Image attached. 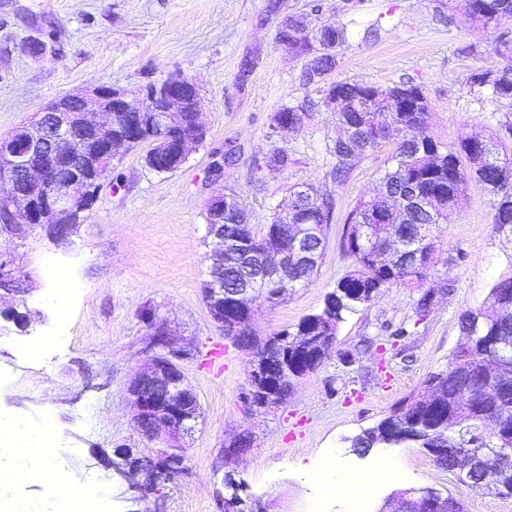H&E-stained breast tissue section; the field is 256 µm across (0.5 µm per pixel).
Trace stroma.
I'll use <instances>...</instances> for the list:
<instances>
[{
  "label": "stroma",
  "mask_w": 512,
  "mask_h": 512,
  "mask_svg": "<svg viewBox=\"0 0 512 512\" xmlns=\"http://www.w3.org/2000/svg\"><path fill=\"white\" fill-rule=\"evenodd\" d=\"M0 0V135L56 98L97 85L137 90L181 72L200 89L203 143L181 168L147 167L146 145L114 163L118 188L104 187L66 245L39 228L0 238V252L29 272L25 295L0 301V412L53 434L55 455L75 477H93L107 512H224V476L242 482L268 512H354L353 494L327 490L318 472L328 450L344 471L398 463L389 481L364 492V512H379L394 490L432 487L457 498L464 512H512V496L473 489L436 466L411 443L356 455L350 440L375 426L421 391L427 377L448 366L462 313L476 310L495 282L512 274V233L496 230L489 197L469 187L452 223L437 226V252L427 277L408 287L384 288L345 312L336 343L314 371L294 382L283 403L246 413L249 354L212 322L202 295L210 244L205 212L211 194H234L254 231L286 208L293 186L311 184L333 201L329 241L308 286L274 307L256 301L255 328L265 337L293 328L322 310L352 263L341 248L348 213L375 194L391 143L363 152L345 182H334L330 149L336 120L303 75L306 60L276 39L293 15L310 26L344 22L348 41L336 50L325 83L420 86L429 131L444 145L468 136L503 137L512 100L470 91L465 79L505 62L494 47L512 21L477 28L453 12L449 0ZM255 66L239 81L240 64ZM305 107L300 128L275 131L282 106ZM237 157L211 183L216 151ZM287 152V170L260 164L273 150ZM66 276L69 294L58 303L49 269ZM433 300L423 314L424 293ZM160 321L190 350L180 367L195 390L200 418L185 437V471L129 502L128 483L112 470L124 454L154 459L157 442L135 427L128 404L131 378L154 355L142 319ZM406 329L413 347L400 353L392 334ZM35 345L37 355L19 350ZM224 347L223 373L203 364ZM249 448L225 457L238 435Z\"/></svg>",
  "instance_id": "obj_1"
}]
</instances>
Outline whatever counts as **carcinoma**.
Here are the masks:
<instances>
[{"label": "carcinoma", "instance_id": "obj_1", "mask_svg": "<svg viewBox=\"0 0 512 512\" xmlns=\"http://www.w3.org/2000/svg\"><path fill=\"white\" fill-rule=\"evenodd\" d=\"M459 9L474 24L481 27L499 26L512 19V0H458ZM288 26L294 31L288 51L308 58V82L318 85L324 75L336 65L332 51L348 40V27L342 23H327L317 31L307 30L304 18L291 16ZM469 89L487 88L497 99H512V66L498 71L471 73L465 81ZM324 104L336 115V122L354 127L355 137L348 141L335 140L331 153L335 158L333 179L344 182L353 168L356 152L374 149L387 140L385 129L394 125L393 152L382 177L380 194L359 201L344 225L342 246L352 259L355 270L342 277L336 289L327 296L322 311L304 317L293 330L284 329L266 337L261 353L274 348L287 336L306 337L300 349H288V372L276 379L274 393L288 394L291 378L321 364L315 356L319 337L334 336L342 313L369 303L382 288L404 286L425 277L434 259L435 238L431 227L448 223L461 197L470 185L490 197L492 224L496 229L512 230V150L503 149L494 138L471 145L462 139L458 147L443 146L429 132V106L422 91L414 85L382 88L368 83L334 82L318 89ZM309 118L306 109L285 106L272 116V124L304 123ZM289 156L276 150L265 157L263 167L270 171L288 168ZM309 193L291 202L288 217L276 213L264 225L267 237L253 247L224 248V287L238 296L248 288H256L271 304L280 303L288 290L305 287L312 282L314 266L292 260L288 248L291 225L308 224L314 233L309 240L318 257H323L332 205L314 186ZM206 223L219 222L226 226L250 223L245 211L216 212L206 210ZM397 226V250L386 254L379 236L383 226ZM275 251L288 263V283L251 278L244 270L255 265L264 251ZM224 336H257L254 310L243 300L234 310L224 314ZM459 349L472 355L489 350L493 341L512 336V276L499 279L487 299L476 311L460 317ZM483 379L474 371L466 377L448 363V369L434 373L425 381V389L434 397L427 400L417 394L394 409L376 428L381 433L396 429L421 432L423 444L434 446L453 441L456 427H472L487 416L495 401L512 403V382L500 383L493 394L485 395ZM474 395L468 410L459 409L455 396L463 389Z\"/></svg>", "mask_w": 512, "mask_h": 512}]
</instances>
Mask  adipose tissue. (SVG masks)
<instances>
[{
	"instance_id": "adipose-tissue-1",
	"label": "adipose tissue",
	"mask_w": 512,
	"mask_h": 512,
	"mask_svg": "<svg viewBox=\"0 0 512 512\" xmlns=\"http://www.w3.org/2000/svg\"><path fill=\"white\" fill-rule=\"evenodd\" d=\"M47 445L46 432L0 412V499L15 501L16 512H50L48 507L16 498L20 486L37 481L67 503L69 512H82L86 500L97 493L94 480L73 478L57 468Z\"/></svg>"
}]
</instances>
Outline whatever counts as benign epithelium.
Masks as SVG:
<instances>
[{"label":"benign epithelium","instance_id":"obj_1","mask_svg":"<svg viewBox=\"0 0 512 512\" xmlns=\"http://www.w3.org/2000/svg\"><path fill=\"white\" fill-rule=\"evenodd\" d=\"M200 90L196 82L181 73L168 76L154 84L144 94L100 85L80 93L63 96L33 114L11 132L0 136V187L5 190V206L0 208V235L13 234L24 224L46 229L58 245L64 244L74 228L82 221V202L86 190L100 193L102 180L85 177L81 180L62 178L72 158V149L80 146L87 152L83 135L94 133L102 140L106 153L93 150L99 163L114 159L117 151L141 143L137 132L154 127L161 135L150 142L155 152L172 158L173 170L185 162L190 147L205 138L202 125L194 132L185 130L182 115L185 110L199 113ZM211 237L208 279L204 281L203 296L211 319L224 327V225L210 224ZM307 233L300 225L293 227L292 253L300 262L310 260L306 246ZM266 270L273 278L288 279V268L279 263V255L267 256ZM24 280L13 258L0 254V299L5 295H22ZM164 343L155 344L151 363L130 381L128 394L132 419L141 427L142 435L164 445L157 461L148 464L152 476L175 474L182 469L184 448L181 439L193 429L199 417L197 394L186 381L178 361L187 350L177 339L158 327ZM498 349L484 355L462 357L453 355L454 363L466 361L465 370L477 369L484 378L486 389L492 390L503 378L512 376V340L501 338ZM274 367L264 360L255 367L251 389L245 405L254 407V395L262 394L257 386ZM512 415V404H504L495 414L482 421L488 434L478 435L472 447L459 453L453 445L425 448L431 456L444 460L456 456L452 472L465 483L493 485L501 494H512V469L493 466L490 455L497 452L512 455V440L501 433L500 421ZM232 493L224 496V512H265L261 500L255 498L249 510H244L238 486L230 485ZM378 512H448V497L431 489L399 491L390 494Z\"/></svg>","mask_w":512,"mask_h":512}]
</instances>
